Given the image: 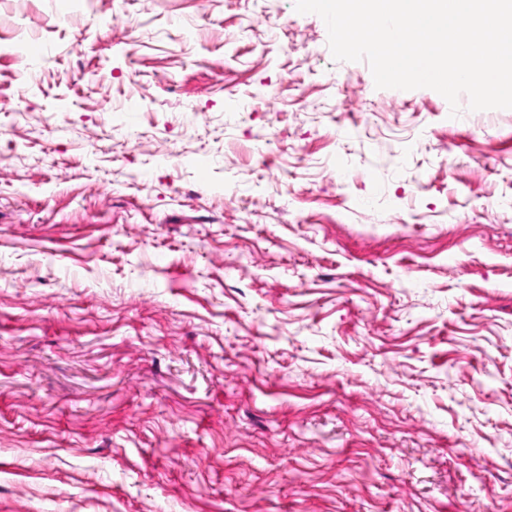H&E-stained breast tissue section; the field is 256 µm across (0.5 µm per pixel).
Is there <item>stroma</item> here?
Returning a JSON list of instances; mask_svg holds the SVG:
<instances>
[{
	"mask_svg": "<svg viewBox=\"0 0 512 512\" xmlns=\"http://www.w3.org/2000/svg\"><path fill=\"white\" fill-rule=\"evenodd\" d=\"M294 3L0 0V512H512V109Z\"/></svg>",
	"mask_w": 512,
	"mask_h": 512,
	"instance_id": "obj_1",
	"label": "stroma"
}]
</instances>
